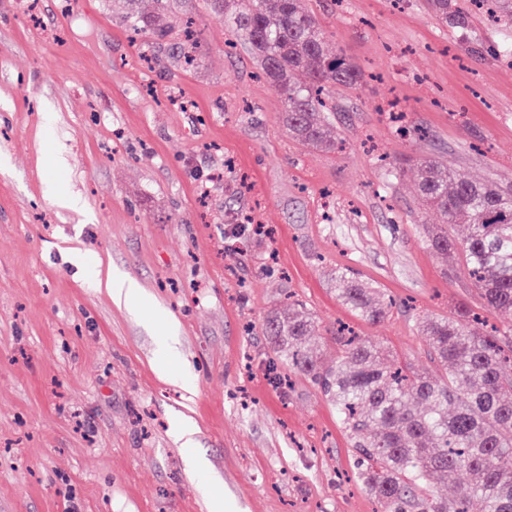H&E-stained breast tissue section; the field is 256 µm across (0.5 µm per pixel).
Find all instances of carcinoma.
Wrapping results in <instances>:
<instances>
[{"label": "carcinoma", "instance_id": "obj_1", "mask_svg": "<svg viewBox=\"0 0 512 512\" xmlns=\"http://www.w3.org/2000/svg\"><path fill=\"white\" fill-rule=\"evenodd\" d=\"M127 0L124 21L132 40L148 48L178 33L167 17L172 0ZM234 37H244L262 75L283 98L288 136L304 147L345 149L325 103L329 86L355 88L363 75L328 50V35L304 0H206ZM444 22L463 25L456 0H430ZM417 196L441 224L425 238L441 256L461 258L453 273L476 288L489 313L512 311V185L461 176L427 157L415 167ZM465 233L458 234L455 228ZM336 296L359 317L385 319L393 306L380 289L336 271ZM419 333L441 376L416 369L373 341L341 326L331 339L336 358L324 357L325 337L301 299L271 311L260 325L270 346L272 382L303 377L336 406L359 456L358 478L377 512H512V325L487 330L458 308L422 320ZM455 495L437 486L457 474ZM480 508H474V503Z\"/></svg>", "mask_w": 512, "mask_h": 512}]
</instances>
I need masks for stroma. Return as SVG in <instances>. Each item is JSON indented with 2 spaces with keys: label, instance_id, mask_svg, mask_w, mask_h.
Returning a JSON list of instances; mask_svg holds the SVG:
<instances>
[{
  "label": "stroma",
  "instance_id": "obj_1",
  "mask_svg": "<svg viewBox=\"0 0 512 512\" xmlns=\"http://www.w3.org/2000/svg\"><path fill=\"white\" fill-rule=\"evenodd\" d=\"M307 7L364 75L327 91L341 153L289 138L205 0L168 17L195 21L188 68L168 41L139 64L123 0H0V512H66L70 495L79 512H210L215 491L231 512H375L335 406L304 379L272 387L244 326L292 292L323 336L345 323L440 375L417 323L475 297L424 241L440 217L415 163L512 185V55L487 15L454 31L428 0ZM245 214L267 235L236 236ZM108 266L139 309L97 292ZM339 268L394 300L387 319L337 301Z\"/></svg>",
  "mask_w": 512,
  "mask_h": 512
}]
</instances>
